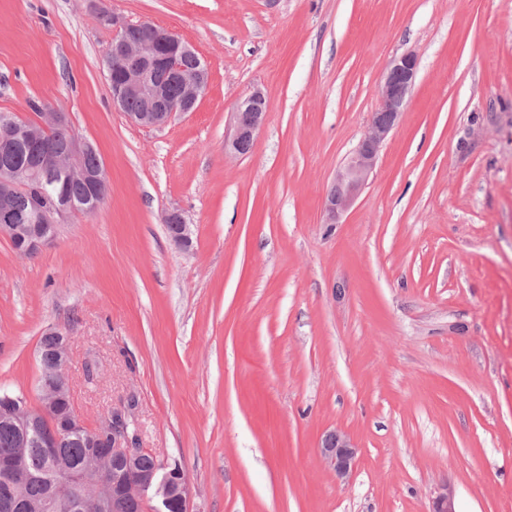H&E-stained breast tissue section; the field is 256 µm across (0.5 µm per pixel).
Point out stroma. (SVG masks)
Returning <instances> with one entry per match:
<instances>
[{"mask_svg":"<svg viewBox=\"0 0 512 512\" xmlns=\"http://www.w3.org/2000/svg\"><path fill=\"white\" fill-rule=\"evenodd\" d=\"M187 41L196 111L112 106L98 10ZM418 71L373 177L324 198L389 62ZM270 110L224 154L238 100ZM68 115L109 191L33 258L0 238V387L38 404L39 341L69 336L88 425L134 399L194 512H512V0H0V112ZM182 210L191 246L163 222ZM359 447L337 481L330 431Z\"/></svg>","mask_w":512,"mask_h":512,"instance_id":"1","label":"stroma"}]
</instances>
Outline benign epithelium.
I'll use <instances>...</instances> for the list:
<instances>
[{
    "instance_id": "7a95c632",
    "label": "benign epithelium",
    "mask_w": 512,
    "mask_h": 512,
    "mask_svg": "<svg viewBox=\"0 0 512 512\" xmlns=\"http://www.w3.org/2000/svg\"><path fill=\"white\" fill-rule=\"evenodd\" d=\"M100 18L112 25V51L128 62L124 70L112 77L113 106L121 109L123 101L130 96H137L143 102L140 111L125 113L131 123L143 128L161 127L175 114L192 112L197 108L207 89L209 73L206 64L201 62L190 75H185L180 60L193 53L188 42L169 30L158 45L132 41L128 38V32L136 23L104 10L100 12ZM417 69V58L412 54L393 59L386 68L366 131L354 152L337 171L333 185L326 194L324 211L328 223H336V219L353 205L368 184L384 142L400 123ZM155 70H163L183 83L184 93L179 101L170 102L164 86L150 78ZM269 108L267 94L258 88L239 102L234 112L233 136L224 141L225 155L244 156L252 150L255 133ZM66 124L68 118L63 112H45L35 125L14 119L0 123V157L7 158L12 141L19 135L35 147V165L25 168L24 178L13 176L9 164L0 165V238L12 245L20 243L26 253L37 254L51 244L57 236L58 219L76 211V207L63 194L39 211L20 212L14 209L13 199L27 181L64 168L73 179L84 183L89 192L96 195L100 194L107 182L104 165L91 169L84 164L86 155L95 152L91 142L77 136L71 137L63 145L45 139L44 132L49 128ZM164 222L173 228L172 237L178 245H189V227L182 213L168 212L164 215ZM51 335L59 337L55 355L49 363L57 386H40L41 402L33 409L15 398H0V421L17 430L22 444L33 435L39 436L51 455L73 433L83 434L85 441L94 448L106 449L103 458L88 459L76 473L62 461L54 465L61 476L57 485L60 501L71 499L79 508L82 505L81 491L96 490L110 482L112 492L97 502L100 512H125L126 503L131 498L155 500V512H193L191 489L179 461L161 458L160 473L139 469L138 459L143 448L138 432L128 430V423L134 420L133 404L109 409L102 421L93 427L86 425L74 409L65 413L58 424L49 429L43 431L39 428L40 419L51 416L60 400L72 396V384L67 375L69 337L58 331L51 332ZM320 453L340 481L350 477L358 460L357 444L350 435L338 430L325 435ZM0 478L15 489L27 484L30 474L21 455L0 459ZM454 497L452 486L445 484L440 487L433 501L432 512H455ZM3 508L8 512H42L45 505L29 502L17 494L5 500Z\"/></svg>"
}]
</instances>
